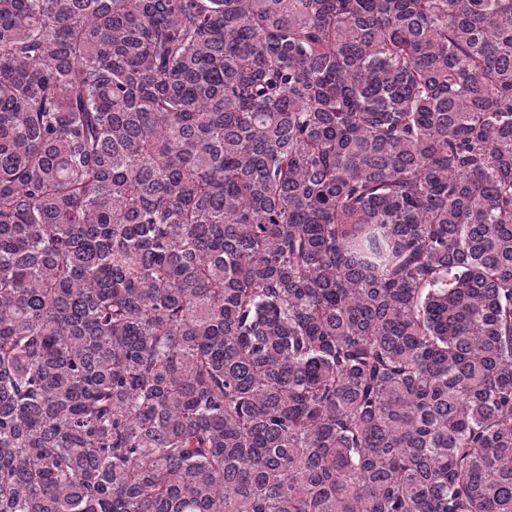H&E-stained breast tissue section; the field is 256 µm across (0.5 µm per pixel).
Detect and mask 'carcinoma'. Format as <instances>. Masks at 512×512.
I'll return each mask as SVG.
<instances>
[{
	"label": "carcinoma",
	"mask_w": 512,
	"mask_h": 512,
	"mask_svg": "<svg viewBox=\"0 0 512 512\" xmlns=\"http://www.w3.org/2000/svg\"><path fill=\"white\" fill-rule=\"evenodd\" d=\"M0 512H512V0H0Z\"/></svg>",
	"instance_id": "carcinoma-1"
}]
</instances>
